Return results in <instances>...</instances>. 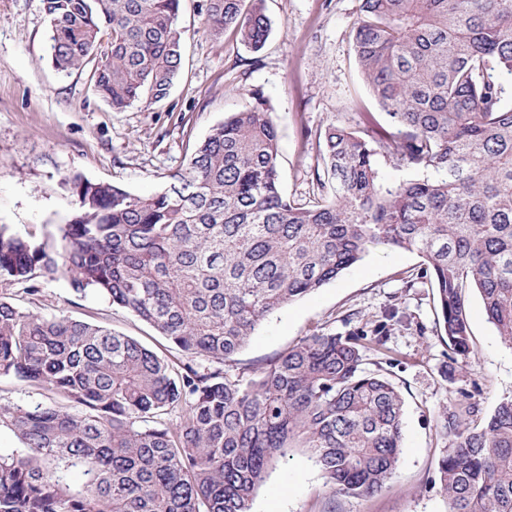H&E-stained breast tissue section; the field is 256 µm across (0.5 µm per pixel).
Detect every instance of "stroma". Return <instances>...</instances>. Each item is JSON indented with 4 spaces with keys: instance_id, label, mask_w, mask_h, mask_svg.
I'll use <instances>...</instances> for the list:
<instances>
[{
    "instance_id": "obj_1",
    "label": "stroma",
    "mask_w": 512,
    "mask_h": 512,
    "mask_svg": "<svg viewBox=\"0 0 512 512\" xmlns=\"http://www.w3.org/2000/svg\"><path fill=\"white\" fill-rule=\"evenodd\" d=\"M202 2H180L185 50L168 97L117 111L95 90L94 64L68 73L54 67L41 0H0V224L40 240L71 223L78 206L68 182L76 176L137 194L160 190L187 168L212 127L254 105L257 92L278 127L283 195L306 205L330 195V177L316 173L319 133L380 111L351 47L360 0H265L271 31L257 53L233 33H206ZM424 267L418 253L371 247L336 280L263 321L236 354L235 371L249 377L306 336H345L384 320L388 345L397 352L389 373L404 400L403 454L382 491L331 496L299 448L279 461L252 512H448L437 481L448 446L440 423L470 403L484 420L512 396V345L502 341L472 290L474 355H454L437 333L436 292ZM40 288L36 298L16 294L17 303L98 324L179 359L155 330L95 294L74 293L67 277L42 281Z\"/></svg>"
}]
</instances>
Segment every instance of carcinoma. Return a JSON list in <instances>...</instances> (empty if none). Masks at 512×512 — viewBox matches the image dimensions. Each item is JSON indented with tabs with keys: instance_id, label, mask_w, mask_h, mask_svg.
Here are the masks:
<instances>
[{
	"instance_id": "carcinoma-1",
	"label": "carcinoma",
	"mask_w": 512,
	"mask_h": 512,
	"mask_svg": "<svg viewBox=\"0 0 512 512\" xmlns=\"http://www.w3.org/2000/svg\"><path fill=\"white\" fill-rule=\"evenodd\" d=\"M55 68L93 77L113 109L163 101L179 76L180 0H41ZM264 0H203L212 36L252 52ZM358 67L394 131L330 125L318 156L332 196L280 190L264 103L215 125L184 173L151 194L73 177L78 215L37 242L0 225V283L58 274L128 311L183 353L18 306L0 289V376L54 406L0 404V512H251L274 463L304 448L333 496L380 492L399 466L403 398L365 352L394 363L386 322L313 334L245 379L226 369L256 328L378 244L420 254L448 348L473 349L467 289L512 345V0H360ZM430 170L392 188L375 156ZM437 479L448 512H512V397L480 424L444 417Z\"/></svg>"
}]
</instances>
